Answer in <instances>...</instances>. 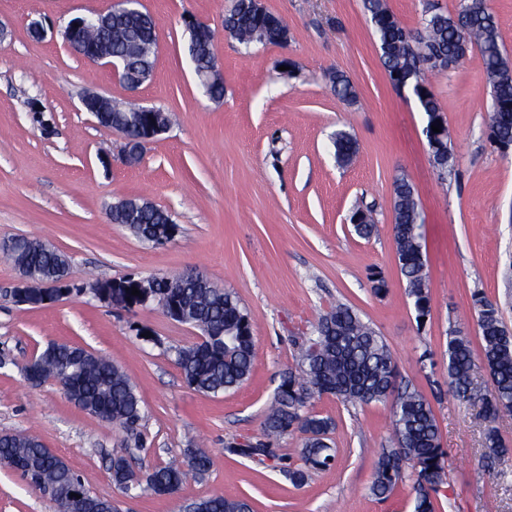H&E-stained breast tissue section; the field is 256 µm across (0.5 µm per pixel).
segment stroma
<instances>
[{
    "instance_id": "1",
    "label": "stroma",
    "mask_w": 512,
    "mask_h": 512,
    "mask_svg": "<svg viewBox=\"0 0 512 512\" xmlns=\"http://www.w3.org/2000/svg\"><path fill=\"white\" fill-rule=\"evenodd\" d=\"M287 24V46L251 52L224 31L231 0H142L155 19L158 54L150 80L129 90L113 73L73 52L62 37L72 17L109 9L113 0H0V241L25 236L53 244L78 285L97 279L198 273L235 292L255 336L253 371L240 387L207 396L187 385L170 346L199 332L164 315L154 302L125 309L91 293L28 310L14 303L19 278L0 254V435L39 437L117 512H182L211 494L247 498L254 512H413L412 480L389 498L369 486L379 448L389 445L390 408L311 399L310 413L331 417L329 468L302 467L303 436L273 444L270 458L230 453L263 439V421L296 346L336 304L354 308L383 337L409 383L430 401L449 468L439 512H512V466L490 463L479 402L448 389L447 336L459 327L479 344L474 294L497 303L512 329V150L493 142L485 116L492 100L478 51L430 78L451 130L457 163L441 176L428 152L421 112L410 90L392 85L379 57L364 0H262ZM210 25L224 72V98L210 100L186 55L185 22ZM45 20L34 39L31 21ZM295 63L280 71L282 59ZM347 73L358 99L347 104L325 71ZM97 91L175 113L172 128L136 165L122 162L124 139L98 125L79 103ZM42 112L51 126L34 122ZM43 121V122H44ZM350 133L359 150L348 165L331 136ZM415 188L431 296L418 321L405 293L393 239V188ZM138 198L166 210L179 227L162 245L111 223L112 205ZM372 210L375 232L359 237L357 207ZM384 279L385 292L374 290ZM146 336H139V329ZM52 342H75L120 366L141 401L135 445L118 425L68 402L53 383L31 388L23 368ZM204 449L211 466L180 490L126 492L112 481L113 455L145 470ZM0 512H54L47 494L20 472L0 467Z\"/></svg>"
}]
</instances>
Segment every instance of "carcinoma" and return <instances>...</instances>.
<instances>
[{
	"label": "carcinoma",
	"instance_id": "obj_1",
	"mask_svg": "<svg viewBox=\"0 0 512 512\" xmlns=\"http://www.w3.org/2000/svg\"><path fill=\"white\" fill-rule=\"evenodd\" d=\"M376 37L383 67L391 82L411 88L427 122L442 116L440 102L432 89L429 74L443 70L448 59L460 62L478 50L485 80L491 89L489 124L493 135L512 144V61L504 56L498 21L486 10L471 17L465 30L458 29L452 13H433L423 18L421 28L407 29L391 10L387 0H364ZM283 20L256 0H232L224 13V30L249 51L259 45L281 46L278 35ZM155 20L146 11L130 14L112 10V29L102 33L94 26L85 34L88 43L103 42L116 59L128 64L125 79L145 80L153 74L156 56ZM213 43L205 29L189 33L188 51L196 76L208 72ZM325 78L336 95L349 103L357 100V91L340 70L330 69ZM143 125L158 120L172 123L171 112L157 113L121 108L115 104L98 113L103 127H125L132 117ZM432 165L450 175L456 158L450 148V132L427 138ZM336 158L345 163L356 153L357 142L346 132L335 134ZM393 238L401 273L406 279V295L412 300L417 317L430 314L431 298L423 253V220L413 185L406 179L394 187ZM115 221L139 237L145 231L163 236L176 229L163 209L133 198L117 207ZM18 268L32 269L49 279L66 272V256L41 240L31 241L11 257ZM105 296V303L130 308L157 301L164 309L176 306L189 324L204 335V341L192 346L172 345L176 364L187 384L205 395L217 396L242 385L250 376L254 361V336L247 313L234 292L222 288H199L182 276L151 279L133 277L97 279L92 282ZM137 288L140 295L131 294ZM71 294L57 288L32 302L31 308L47 307ZM481 337L480 352H475L468 336L459 329L448 331V384L454 395L469 399L476 368H482L492 381V389L482 402V416L490 420L485 430L488 458L505 463L512 450L502 445L493 426L503 415L512 414V331L503 324L499 308L485 297L474 295ZM37 370L30 377L31 387L49 381L66 386L69 399L80 409L118 424L134 433L141 421L140 398L136 387L111 360L71 343H50L36 358ZM298 369L282 376L277 393L264 420V435L278 439L295 431L305 435L302 458L305 466L321 469L334 460L327 435L333 428L328 417L304 412L314 396L330 394L344 404L388 403L392 414L395 447L382 448L375 462L371 493L386 498L405 478V469L415 474L414 512H438L440 491L445 483L448 452L442 448L439 428L426 396L413 385L396 388L397 368L388 345L378 332L364 322L346 304L321 315L312 336L297 356ZM231 451L247 457H266L270 443L242 444ZM18 466L23 473L38 477L40 488L69 487L80 492L82 512H112L109 499L90 491L80 475L59 456L30 434L0 435V466ZM211 465L210 456L200 448H185L180 457L164 465L135 471L128 460L112 458V479L119 487L146 486L160 494L176 492L188 477H203ZM188 512H252L245 498H227L220 494L192 501Z\"/></svg>",
	"mask_w": 512,
	"mask_h": 512
}]
</instances>
